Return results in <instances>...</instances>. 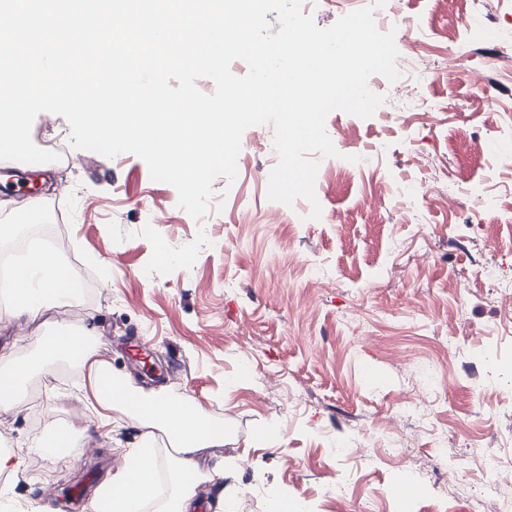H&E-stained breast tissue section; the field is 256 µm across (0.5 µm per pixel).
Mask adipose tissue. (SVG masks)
<instances>
[{
  "label": "adipose tissue",
  "instance_id": "obj_1",
  "mask_svg": "<svg viewBox=\"0 0 512 512\" xmlns=\"http://www.w3.org/2000/svg\"><path fill=\"white\" fill-rule=\"evenodd\" d=\"M25 280L5 285L17 300L9 317L32 322L46 313L54 300L75 298L76 272L66 267L50 250L28 251L22 261ZM39 362L15 358L9 370L0 372V411L21 412L23 385L35 366L52 374L56 362H73L82 371L79 399L90 417L110 424L113 412L132 415L145 433L139 447L122 449V463L98 490L91 512H147L159 505L160 512H193L196 485L224 480V459L213 456L207 469H200L202 450L223 444L224 429L198 405L173 400L158 392H145L130 377H117L111 363L86 335L59 330L38 344ZM166 435L172 451L166 469H158L157 434ZM167 473L168 496H161L159 475Z\"/></svg>",
  "mask_w": 512,
  "mask_h": 512
}]
</instances>
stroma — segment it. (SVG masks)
<instances>
[{
  "label": "stroma",
  "mask_w": 512,
  "mask_h": 512,
  "mask_svg": "<svg viewBox=\"0 0 512 512\" xmlns=\"http://www.w3.org/2000/svg\"><path fill=\"white\" fill-rule=\"evenodd\" d=\"M377 13L395 33L400 81L436 109H409L379 75L371 117L331 112L340 157L317 173L320 219L269 200L268 124L244 132L235 182H214L198 221L132 154L70 147L16 192L0 176V224L22 221L8 201L35 184L43 207L27 228L63 212L86 296L24 326L0 300V370L37 356V332L89 329L114 371L223 424L232 512H268L280 492L303 512H512V389L486 369H512V298L497 288L512 279V153L482 147L512 141V0H387ZM76 383L34 369L26 407L0 413V452L21 462L0 476V512H90L117 448L137 445L131 416L99 428ZM407 401L426 417L402 413ZM39 414L74 426L70 460L33 450ZM267 426L277 445L260 442ZM404 485L417 490L407 507Z\"/></svg>",
  "instance_id": "1"
}]
</instances>
